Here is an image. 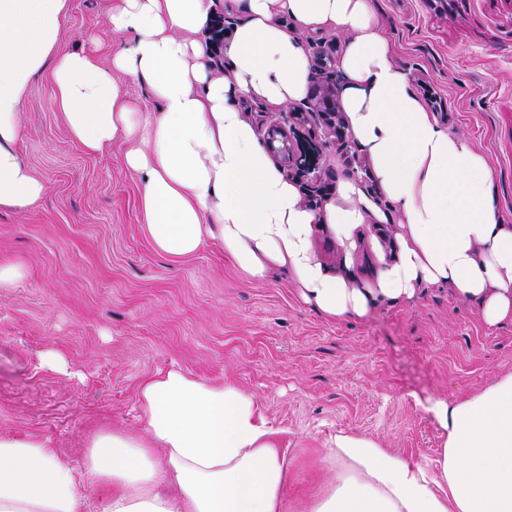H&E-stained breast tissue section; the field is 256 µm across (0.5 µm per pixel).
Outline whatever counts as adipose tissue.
<instances>
[{
  "label": "adipose tissue",
  "mask_w": 512,
  "mask_h": 512,
  "mask_svg": "<svg viewBox=\"0 0 512 512\" xmlns=\"http://www.w3.org/2000/svg\"><path fill=\"white\" fill-rule=\"evenodd\" d=\"M240 2L225 79L205 40L222 0H114L107 21L125 40L107 67L94 37L58 53L70 0H0V206L24 209L44 195L16 143L27 90L46 72L85 152L130 143L126 166L142 176L140 213L159 253L184 258L213 244L258 283L287 270L302 301L332 320L426 285L478 300L488 325L512 320V225L498 215L486 159L413 92L373 0ZM282 15L350 37L337 63L342 108L400 214L398 252L380 258L372 280L329 268L314 236L325 230L352 261L375 205L348 182L323 213L305 207L234 104L245 94L278 105L306 97L307 50L279 26ZM119 73L147 83L160 111L123 93ZM137 399L140 432L92 434L77 467L46 440L0 435V512H88L87 485L108 491L99 512H284L279 430L255 394L178 367L146 378ZM426 410L444 437L435 464L335 434L326 441L335 483L311 512H512V375Z\"/></svg>",
  "instance_id": "1"
}]
</instances>
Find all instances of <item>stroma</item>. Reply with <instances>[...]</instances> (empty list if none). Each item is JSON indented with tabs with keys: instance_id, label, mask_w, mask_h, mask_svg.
<instances>
[{
	"instance_id": "obj_1",
	"label": "stroma",
	"mask_w": 512,
	"mask_h": 512,
	"mask_svg": "<svg viewBox=\"0 0 512 512\" xmlns=\"http://www.w3.org/2000/svg\"><path fill=\"white\" fill-rule=\"evenodd\" d=\"M110 0H71L58 44L90 37L114 45ZM377 18L421 100L450 132L486 157L495 205L512 225V0H375ZM279 24L309 57L335 68L347 35ZM306 113L292 143L321 146L323 194L301 192L315 212L355 182L376 203L351 266L325 232L315 249L337 272L373 277L379 254L396 247L398 207L389 201L356 141L340 143ZM18 149L45 184L33 207L0 209V265L23 275L0 288V433L46 438L80 465L81 439L101 426L141 429L137 393L146 377L172 367L229 377L256 395L281 430L286 512L325 493L333 471L325 441L357 433L429 463L442 446L422 403H455L512 374V322L487 325L478 301L444 286L410 300H381L367 316L326 320L304 304L288 274L248 280L219 249L179 260L158 253L139 213L141 181L124 165L127 144L101 155L71 140L48 76L31 83ZM62 356L67 374L45 367Z\"/></svg>"
}]
</instances>
